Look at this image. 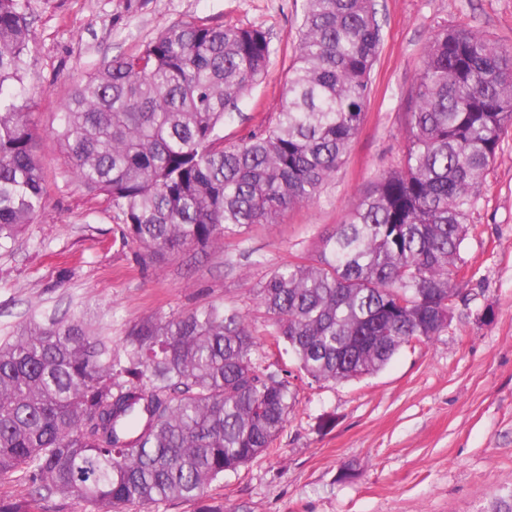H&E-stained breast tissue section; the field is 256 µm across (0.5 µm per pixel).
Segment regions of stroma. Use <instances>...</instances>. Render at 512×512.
Segmentation results:
<instances>
[{
	"label": "stroma",
	"mask_w": 512,
	"mask_h": 512,
	"mask_svg": "<svg viewBox=\"0 0 512 512\" xmlns=\"http://www.w3.org/2000/svg\"><path fill=\"white\" fill-rule=\"evenodd\" d=\"M381 45L364 124L311 205L253 224L223 247L188 246L158 262L123 244L104 196L74 182L58 140L73 84L137 53L170 25L259 26L276 54L263 81L224 120L237 143L282 108L303 0H29L34 57L24 77L45 212L0 251V338L31 316L95 321L123 336L143 317L211 303L236 308L268 362L296 371L268 346L253 290L273 267L317 260L324 238L404 151V116L422 60L440 29L467 27L512 47V0H375ZM462 296L439 336L403 347L377 373L352 381H295L296 403L271 448L212 484L203 503L159 512H512V133L489 166L467 220Z\"/></svg>",
	"instance_id": "1"
}]
</instances>
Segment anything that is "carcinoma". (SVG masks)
Returning a JSON list of instances; mask_svg holds the SVG:
<instances>
[{
	"mask_svg": "<svg viewBox=\"0 0 512 512\" xmlns=\"http://www.w3.org/2000/svg\"><path fill=\"white\" fill-rule=\"evenodd\" d=\"M28 0H0V249L45 209L21 80L34 51ZM380 46L375 0H304L274 124L224 144L227 110L267 71L260 27L181 22L75 82L58 139L72 179L103 194L123 240L157 261L212 247L315 202L365 119ZM512 130V49L466 27L436 34L406 113L402 161L381 174L314 263L268 273L255 293L276 347L315 382L348 381L448 327L467 217ZM295 403L243 316L209 304L127 326L117 345L79 317L0 340V477L34 512L198 501L269 450Z\"/></svg>",
	"mask_w": 512,
	"mask_h": 512,
	"instance_id": "1",
	"label": "carcinoma"
}]
</instances>
